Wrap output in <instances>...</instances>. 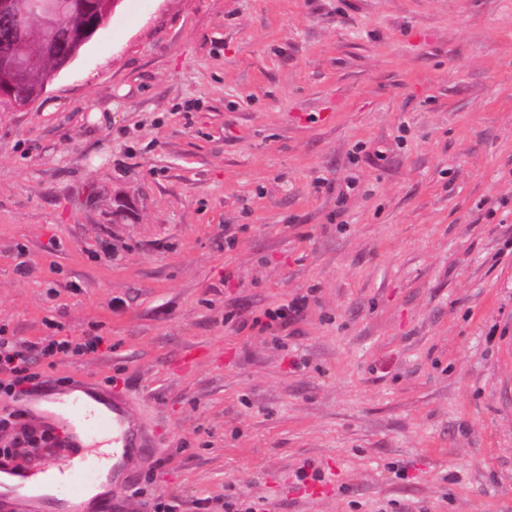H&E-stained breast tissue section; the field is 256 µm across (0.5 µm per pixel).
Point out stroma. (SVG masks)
Returning a JSON list of instances; mask_svg holds the SVG:
<instances>
[{
  "label": "stroma",
  "instance_id": "35a3bbf8",
  "mask_svg": "<svg viewBox=\"0 0 512 512\" xmlns=\"http://www.w3.org/2000/svg\"><path fill=\"white\" fill-rule=\"evenodd\" d=\"M0 326L108 337L45 374L181 512H512V0H120L0 103ZM306 295L294 298L290 303L279 304L263 309L257 316L252 318V327L260 326L261 329L271 333H278L286 330L296 316L306 307Z\"/></svg>",
  "mask_w": 512,
  "mask_h": 512
}]
</instances>
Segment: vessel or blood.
I'll use <instances>...</instances> for the list:
<instances>
[{
  "label": "vessel or blood",
  "instance_id": "1",
  "mask_svg": "<svg viewBox=\"0 0 512 512\" xmlns=\"http://www.w3.org/2000/svg\"><path fill=\"white\" fill-rule=\"evenodd\" d=\"M79 395L63 400V413L58 423L64 429L63 442L82 438L92 448L82 468L62 483L55 497L24 494V487L41 470L27 463L14 462L0 467V512H72L78 501L91 498L89 512H123L126 500L136 485L137 463L149 448V434L133 412V396L129 391H109L83 384ZM111 443L112 471L103 474L95 448ZM109 479L110 491L93 494L101 479Z\"/></svg>",
  "mask_w": 512,
  "mask_h": 512
}]
</instances>
